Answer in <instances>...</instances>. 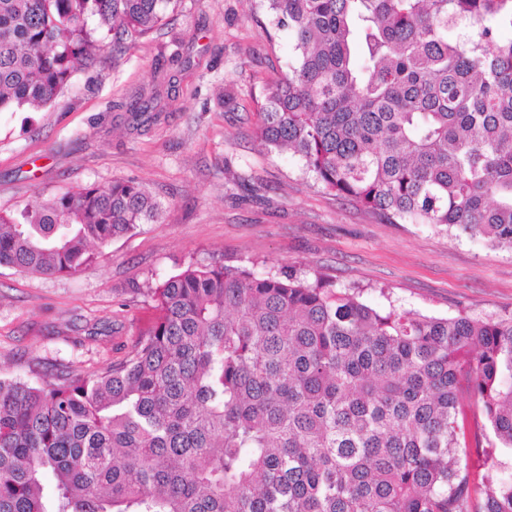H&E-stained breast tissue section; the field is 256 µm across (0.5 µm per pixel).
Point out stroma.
Wrapping results in <instances>:
<instances>
[{
    "instance_id": "obj_1",
    "label": "stroma",
    "mask_w": 512,
    "mask_h": 512,
    "mask_svg": "<svg viewBox=\"0 0 512 512\" xmlns=\"http://www.w3.org/2000/svg\"><path fill=\"white\" fill-rule=\"evenodd\" d=\"M290 61L260 0H179L162 30L77 72L51 108L0 113V209L129 178L163 205L79 274L0 268L1 375L105 371L154 317L148 284L190 263L319 272L372 305L438 317L512 315V250L386 223L260 143L256 101Z\"/></svg>"
}]
</instances>
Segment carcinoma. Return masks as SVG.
Returning <instances> with one entry per match:
<instances>
[{
  "instance_id": "obj_1",
  "label": "carcinoma",
  "mask_w": 512,
  "mask_h": 512,
  "mask_svg": "<svg viewBox=\"0 0 512 512\" xmlns=\"http://www.w3.org/2000/svg\"><path fill=\"white\" fill-rule=\"evenodd\" d=\"M177 0H0V112L164 25ZM288 74L256 135L389 222L512 249V0H261ZM135 179L0 210V267L74 275L157 220ZM121 361L0 376V512H512V316L438 318L319 274L187 266ZM55 477L48 487L46 474Z\"/></svg>"
}]
</instances>
